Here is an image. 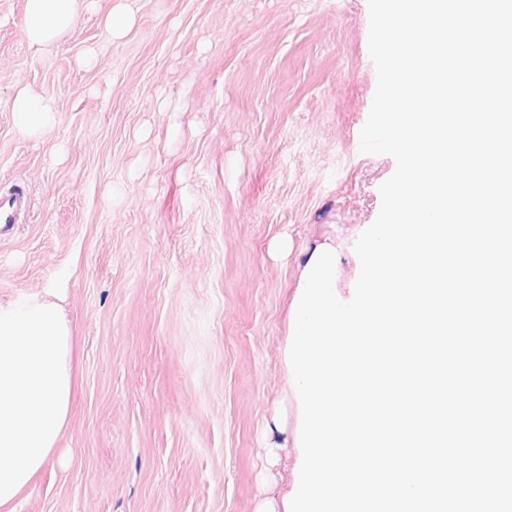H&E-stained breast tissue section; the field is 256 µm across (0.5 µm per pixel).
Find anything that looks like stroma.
I'll list each match as a JSON object with an SVG mask.
<instances>
[{
    "label": "stroma",
    "mask_w": 512,
    "mask_h": 512,
    "mask_svg": "<svg viewBox=\"0 0 512 512\" xmlns=\"http://www.w3.org/2000/svg\"><path fill=\"white\" fill-rule=\"evenodd\" d=\"M95 0L48 47L0 0V301L57 291L80 389L18 512H256L266 445L298 425L285 350L301 252L354 247L387 155L359 150L377 85L367 0ZM52 99L45 136L6 101ZM288 239L291 251L276 245ZM133 24V15L124 0H118L105 18V26L112 37L123 36ZM29 200L27 196L20 192L13 196L2 197L0 199V232L7 234L12 230L16 222V216L21 211L29 209Z\"/></svg>",
    "instance_id": "obj_1"
}]
</instances>
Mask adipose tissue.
<instances>
[{"label":"adipose tissue","instance_id":"ef3b65f1","mask_svg":"<svg viewBox=\"0 0 512 512\" xmlns=\"http://www.w3.org/2000/svg\"><path fill=\"white\" fill-rule=\"evenodd\" d=\"M83 0H25L24 40L45 47L72 25ZM19 133L37 138L55 122L50 100L30 89L8 99ZM74 338L50 294L22 293L0 303V512L16 501L58 454L77 382Z\"/></svg>","mask_w":512,"mask_h":512}]
</instances>
